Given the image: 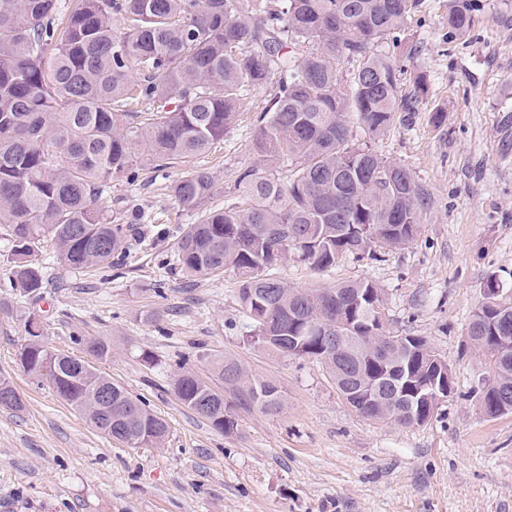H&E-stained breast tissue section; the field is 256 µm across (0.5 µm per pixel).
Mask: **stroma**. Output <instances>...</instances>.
<instances>
[{
	"label": "stroma",
	"instance_id": "35a3bbf8",
	"mask_svg": "<svg viewBox=\"0 0 512 512\" xmlns=\"http://www.w3.org/2000/svg\"><path fill=\"white\" fill-rule=\"evenodd\" d=\"M401 48L382 45L426 92L374 148L407 167L429 203L409 245L378 260L346 256L319 272L288 254L269 273L297 288L368 279L383 289L388 329L424 337L447 361L453 387L424 423L357 415L318 362L255 345L235 270L188 281L178 242L197 212L169 195L165 172L113 182L103 206L141 216L118 266L71 270L51 244L32 259L44 273L36 302L9 279L0 238V376L23 401L0 407V512H512V414L479 404L487 377L467 328L488 281L512 298V0H480L470 35L448 40V0H418ZM267 90L250 92L223 142L197 163L212 174V205L236 202ZM37 312L51 348L73 337L110 345L97 369L168 424L161 447L128 448L92 430L52 389L23 371L24 320ZM230 358L281 397L274 412L237 409L225 435L176 398L179 370L217 383Z\"/></svg>",
	"mask_w": 512,
	"mask_h": 512
}]
</instances>
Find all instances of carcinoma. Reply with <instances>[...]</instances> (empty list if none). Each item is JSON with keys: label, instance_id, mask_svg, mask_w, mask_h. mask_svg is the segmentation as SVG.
<instances>
[{"label": "carcinoma", "instance_id": "carcinoma-1", "mask_svg": "<svg viewBox=\"0 0 512 512\" xmlns=\"http://www.w3.org/2000/svg\"><path fill=\"white\" fill-rule=\"evenodd\" d=\"M56 0H0V234L13 243L11 281L37 300L42 271L32 260L51 242L57 261L73 270L112 267L127 245L133 210L98 205L114 181H132L139 166L165 170L224 140L244 92L271 89L253 139L262 167L239 172L235 190L245 205L207 207L211 173L186 169L168 185L175 203L201 213L178 243L186 278L231 267L241 277L239 299L257 335L278 353L325 366L340 395L359 415L400 425L427 421L438 402L414 394L433 380L428 343L395 336L385 326L384 293L370 280L295 288L267 270L293 251L323 271L345 254L378 259L376 248H402L418 235L426 194L405 166L370 141L385 135L399 112L425 91L401 92L395 63L379 47L398 43L410 0H74L65 26L54 24ZM475 0H448V39L471 30ZM123 27L116 31L112 17ZM309 51L296 57V49ZM355 64L348 89L339 65ZM148 102L147 119L121 112L132 97ZM129 118L120 125L119 116ZM368 140H352L351 121ZM286 171L280 177V171ZM23 370L77 411L95 431L122 436L129 448L158 447L168 425L140 399L80 358L36 338L42 324L26 316ZM341 345L329 347L325 337ZM468 336L485 359L489 379L480 405L496 418L512 412V301L489 282ZM103 360V342L73 337ZM218 377L232 400L185 371L174 393L225 434L238 429L233 407L273 410L275 386L249 376L233 360ZM0 407L20 410L10 381L0 379ZM112 400V419L97 410Z\"/></svg>", "mask_w": 512, "mask_h": 512}]
</instances>
